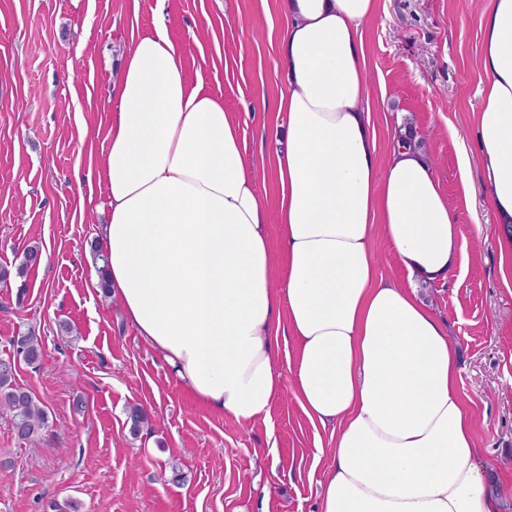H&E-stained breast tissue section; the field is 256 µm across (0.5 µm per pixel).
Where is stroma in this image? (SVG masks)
<instances>
[{
	"mask_svg": "<svg viewBox=\"0 0 512 512\" xmlns=\"http://www.w3.org/2000/svg\"><path fill=\"white\" fill-rule=\"evenodd\" d=\"M481 9V0H377L363 45L379 154L411 129L457 216L463 266L420 296L448 326L481 463L508 489L512 261L500 256L473 135ZM160 25L190 83L236 115L260 199L277 205L273 168L287 125L275 109L285 85L278 0H0V267L11 272L0 287V355L34 329L42 359L19 364L16 381L49 417L48 430L21 443L0 414V512H59L70 498L84 512H317L333 465L330 428L303 413L291 388L269 422L244 428L215 414L107 289L91 285L117 59ZM30 245L42 261L24 271ZM133 405L149 417L136 439L126 426ZM176 468L183 480H173Z\"/></svg>",
	"mask_w": 512,
	"mask_h": 512,
	"instance_id": "1",
	"label": "stroma"
}]
</instances>
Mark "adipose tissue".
Here are the masks:
<instances>
[{"label":"adipose tissue","mask_w":512,"mask_h":512,"mask_svg":"<svg viewBox=\"0 0 512 512\" xmlns=\"http://www.w3.org/2000/svg\"><path fill=\"white\" fill-rule=\"evenodd\" d=\"M377 0H282L288 116L279 203H261L240 125L192 85L164 28L133 41L112 88L100 225L109 288L194 397L240 425L268 421L282 326L300 343L289 382L332 428L319 512H501L457 391L444 323L417 286L464 249L418 145L377 157L362 28ZM475 114L483 181L512 255V0H483ZM284 225L280 245L270 227ZM408 285L378 278L374 229Z\"/></svg>","instance_id":"adipose-tissue-1"}]
</instances>
